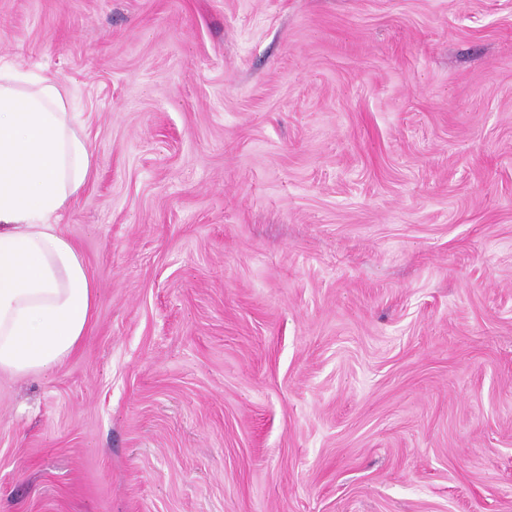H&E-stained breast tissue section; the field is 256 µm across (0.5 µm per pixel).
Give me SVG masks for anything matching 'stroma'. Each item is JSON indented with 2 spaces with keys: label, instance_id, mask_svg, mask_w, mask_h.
I'll use <instances>...</instances> for the list:
<instances>
[{
  "label": "stroma",
  "instance_id": "1",
  "mask_svg": "<svg viewBox=\"0 0 512 512\" xmlns=\"http://www.w3.org/2000/svg\"><path fill=\"white\" fill-rule=\"evenodd\" d=\"M0 59L98 293L0 512H512V0H0Z\"/></svg>",
  "mask_w": 512,
  "mask_h": 512
}]
</instances>
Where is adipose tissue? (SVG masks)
<instances>
[{
    "instance_id": "ef3b65f1",
    "label": "adipose tissue",
    "mask_w": 512,
    "mask_h": 512,
    "mask_svg": "<svg viewBox=\"0 0 512 512\" xmlns=\"http://www.w3.org/2000/svg\"><path fill=\"white\" fill-rule=\"evenodd\" d=\"M75 120L58 80L0 65V374L57 371L94 317L96 287L61 229L91 174Z\"/></svg>"
}]
</instances>
